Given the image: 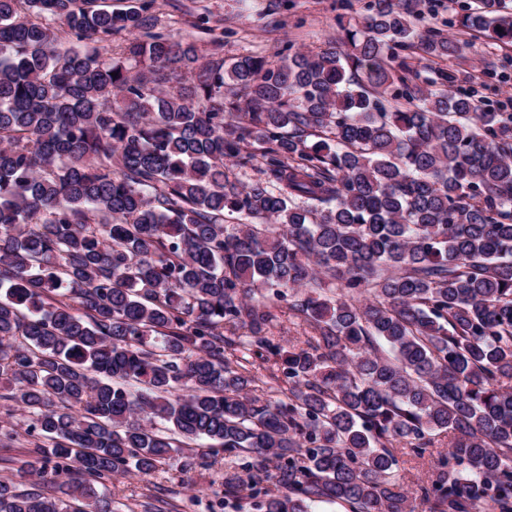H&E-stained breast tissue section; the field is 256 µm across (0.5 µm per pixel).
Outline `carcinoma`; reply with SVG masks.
Returning a JSON list of instances; mask_svg holds the SVG:
<instances>
[{
    "label": "carcinoma",
    "instance_id": "1",
    "mask_svg": "<svg viewBox=\"0 0 512 512\" xmlns=\"http://www.w3.org/2000/svg\"><path fill=\"white\" fill-rule=\"evenodd\" d=\"M156 4L0 0V446L33 438L39 478L0 512H112V476L221 451L261 459L224 497L262 512H410L398 450L436 431L428 512H512V112L419 82L461 46L402 0L231 62ZM448 26L512 44L495 3ZM241 344L287 387L253 394ZM265 302L271 306V311L274 314L270 332L272 336L278 337L287 348L289 344L305 346L309 337L315 335L311 327L288 309L285 302L277 301L272 295L271 299H266Z\"/></svg>",
    "mask_w": 512,
    "mask_h": 512
}]
</instances>
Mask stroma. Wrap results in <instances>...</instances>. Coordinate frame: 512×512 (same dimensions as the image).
<instances>
[{
  "label": "stroma",
  "mask_w": 512,
  "mask_h": 512,
  "mask_svg": "<svg viewBox=\"0 0 512 512\" xmlns=\"http://www.w3.org/2000/svg\"><path fill=\"white\" fill-rule=\"evenodd\" d=\"M341 9L340 0H157L154 15L159 26L174 35L195 40L202 47L212 41L224 45L225 59L244 54L274 56L286 49L316 51L334 39L340 24H363L366 0H351ZM208 11L210 21L195 27V15ZM436 67L455 71L460 89H475L500 112H511L512 46L484 37L470 39L461 55L439 59ZM274 319L270 332L282 344L304 345L313 331L289 310L286 303H270ZM448 451V435L438 431L433 445L417 452H400L398 476L404 484L412 512H426L421 488L429 484L442 454ZM230 457L220 453L212 467L187 469L181 458L158 466L150 476L117 475L109 488L118 512H257V497L250 491L225 500L224 472Z\"/></svg>",
  "instance_id": "35a3bbf8"
}]
</instances>
